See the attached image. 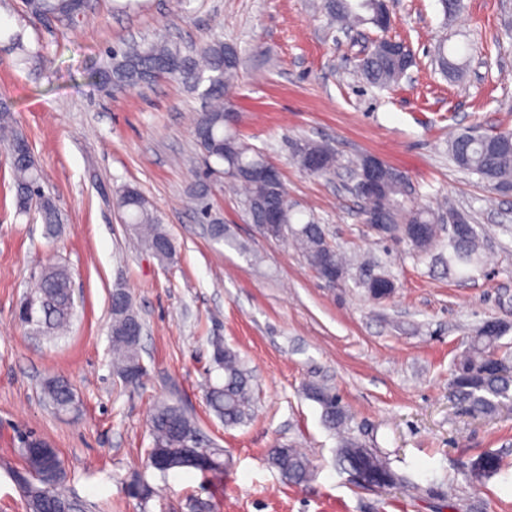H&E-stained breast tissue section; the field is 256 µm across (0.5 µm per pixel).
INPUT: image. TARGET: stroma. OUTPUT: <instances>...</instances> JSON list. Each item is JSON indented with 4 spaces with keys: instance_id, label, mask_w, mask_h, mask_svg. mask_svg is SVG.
<instances>
[{
    "instance_id": "stroma-1",
    "label": "stroma",
    "mask_w": 512,
    "mask_h": 512,
    "mask_svg": "<svg viewBox=\"0 0 512 512\" xmlns=\"http://www.w3.org/2000/svg\"><path fill=\"white\" fill-rule=\"evenodd\" d=\"M72 29L32 20L23 0H0V41L22 33L24 52L0 51V102L30 143L61 232L43 235L38 211H16L9 159L0 147V512H28L15 476L22 439L33 434L65 466L64 493L80 512H512V406L473 416L451 396V368L486 321L512 322V195L493 196L448 155L452 133L512 130V0H464L444 17L439 0H391L388 35L413 50L410 77L378 87L357 64L379 33L355 39L330 25L321 0H88ZM169 31L185 47L212 34L241 55L229 93L236 128L276 165L296 208L322 224L348 265L328 284L285 240L260 237L239 195L222 178L208 200L226 242L198 221L192 189L203 169L193 125L198 93L164 78L124 92L95 84L107 50ZM470 46L459 75L433 63L440 40ZM330 145L335 176L308 175L293 142ZM364 155L402 171L423 205L467 214L483 264L462 279L442 258L445 240L421 254L368 230L352 192L351 163ZM153 204L178 251L165 265L130 238L117 205L121 186ZM68 268L75 317L58 338L33 335L18 318L48 264ZM384 274L393 294L376 301L363 282ZM131 295L144 324L142 384L112 369L113 289ZM238 352L259 386L246 424L224 427L204 385L218 378L213 344ZM64 378L78 409L56 412L44 381ZM321 383L350 413L349 433L385 457L403 483L360 485L336 466L338 438L305 394ZM177 401L205 448L224 451L220 475L147 467L148 420ZM278 443L312 461L302 483L285 482L267 454ZM498 474L478 480L485 453ZM146 484L148 499L136 487Z\"/></svg>"
}]
</instances>
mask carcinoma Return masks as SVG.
Returning <instances> with one entry per match:
<instances>
[{
    "label": "carcinoma",
    "mask_w": 512,
    "mask_h": 512,
    "mask_svg": "<svg viewBox=\"0 0 512 512\" xmlns=\"http://www.w3.org/2000/svg\"><path fill=\"white\" fill-rule=\"evenodd\" d=\"M29 15L72 28L85 16L86 0H25ZM379 0H322V10L332 20L363 26L375 25ZM410 54H390L380 42L362 59L359 70L367 83L388 86L402 79L409 64ZM165 61L179 63L180 70L173 77L190 88L206 85L203 95L205 107L194 123V139L206 163L205 177L222 174L228 182L243 190L244 205L261 204L274 207L281 213L282 223L288 225V238L304 255L315 272L325 264L344 269L342 258L326 240L322 225L313 219L300 218V211L288 202L283 182H265L238 179L235 173L263 168L269 165L263 152L245 143L232 127L233 110L224 102V92L237 76L240 55L237 49L213 38L201 45L195 53L185 54L182 48L166 37L150 41L134 42L119 50L107 52V61L96 73L98 81L117 90L134 89L159 78L168 76L160 69ZM434 63L445 74L460 72L461 64L448 57L446 41L435 49ZM10 156L13 183L16 187V206L21 213L36 208L40 213L44 236L54 239L60 232L58 211L53 199L46 195L41 185V171L31 153L25 136L13 128V115L9 108L0 105V144ZM448 152L462 170L478 175L496 192L504 186L512 187V131H500L491 135L464 131L448 143ZM320 157L318 176L335 172L336 153L330 147L310 140L299 141L293 148V160L307 171L308 157ZM208 184L199 183L197 199L200 221L208 224L210 236L220 242L225 240L224 224L212 214L206 200ZM415 187L407 179L397 176V170H385L384 179L372 206L379 209L390 224H425L428 239L414 245L426 253L429 245L437 241L442 218L438 208L414 204ZM117 204L128 216L127 230L137 242L150 250L164 263L176 259L174 240L160 224L150 209L146 198L138 188L125 185L117 195ZM483 262L482 251L475 228L457 224L448 232V270L459 277L469 276V270ZM72 280L69 271L60 265H48L39 278L34 298L41 304L42 328L46 336H60L70 326L74 307L70 303ZM110 338L112 343V368L122 381L138 385L145 376L141 358V337L131 336L128 330L142 327V321L126 292L111 299ZM508 325L494 331L480 329L471 338L468 348L456 359L450 389L459 403L471 412L483 416L495 414L504 405H512V356L502 352L501 339ZM499 354L504 367L490 370L486 367L491 353ZM213 361L223 371L220 382H208L205 395L210 410L224 422V427L234 428L245 424L255 408V382L244 367L238 354L229 347L213 352ZM307 396L322 408V416L332 430H342L349 419L345 407L330 388L308 384ZM45 399L59 413H63L74 401V394L67 382L59 378L48 379L43 386ZM152 443L147 449V459H165L164 471L193 469L194 463L186 457L179 435L182 432L197 433L196 426L175 403H157L149 421ZM268 461L286 480L300 483L312 471V463L300 449L277 445L270 449ZM336 465L344 470L359 469L365 472L377 488H385L402 481L389 464L373 449L348 435H340ZM498 459L488 455L481 458L471 470L476 479L497 472ZM29 512H59L64 504L61 487L52 490L32 480L23 482Z\"/></svg>",
    "instance_id": "carcinoma-1"
}]
</instances>
